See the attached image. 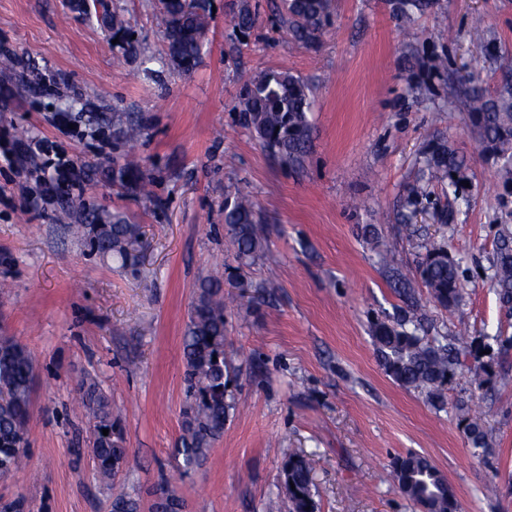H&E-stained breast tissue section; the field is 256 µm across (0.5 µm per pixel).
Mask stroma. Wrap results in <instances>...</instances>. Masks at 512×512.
<instances>
[{
  "label": "stroma",
  "mask_w": 512,
  "mask_h": 512,
  "mask_svg": "<svg viewBox=\"0 0 512 512\" xmlns=\"http://www.w3.org/2000/svg\"><path fill=\"white\" fill-rule=\"evenodd\" d=\"M241 1L209 0L202 61L183 75L158 0H107L129 21L133 55L72 0H0V46L38 78L0 77V141L46 143L86 176L82 198L63 192L40 207L35 182L0 164V334L25 344L35 364L28 466L0 477V505L20 498L24 512H110L126 494L152 512L168 487L183 512H289L282 467L301 454L312 462L316 512H419L393 478L394 457L412 451L445 475L459 512H512V308L490 280L512 200L501 202L475 135L446 108L449 76L465 80L481 54L468 35L475 17L506 49L484 86L496 89L512 66V0H436L416 16L411 46L392 0H333L314 48L291 40L280 0H245L257 23L234 33ZM271 70L313 89L311 145L296 170L240 112L243 86ZM116 112L143 128L137 154L152 197L119 178ZM432 139L467 155L466 197L449 203L435 181L408 205ZM240 190L264 232L245 267L227 251L224 226ZM101 209L141 225L148 247L137 271L68 234L82 212ZM433 239L460 264L464 299L448 309L420 283L399 294L381 261L391 249L415 276ZM213 276L224 282L233 408L206 458L186 469L177 455L182 336L199 282ZM412 307L428 335L469 342L439 409L385 373L371 337L372 321L396 322ZM481 365L490 383L474 376ZM86 380L107 395L130 450L109 485L89 455ZM462 403L480 418L486 449L469 443Z\"/></svg>",
  "instance_id": "obj_1"
}]
</instances>
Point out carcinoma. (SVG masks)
Masks as SVG:
<instances>
[{
  "label": "carcinoma",
  "mask_w": 512,
  "mask_h": 512,
  "mask_svg": "<svg viewBox=\"0 0 512 512\" xmlns=\"http://www.w3.org/2000/svg\"><path fill=\"white\" fill-rule=\"evenodd\" d=\"M165 15V39L173 64L184 72L193 70L201 58L206 34V0H159ZM432 5V0H395V11L411 22L414 15ZM282 17L294 41L311 47L320 40L332 11V0H283ZM101 21L121 34L128 30L124 15L103 9ZM255 24V13L244 2L232 18L234 31L245 32ZM469 35L478 42L486 59L502 53L501 43L492 37L484 19L478 17ZM481 75L473 68L471 87L456 104L463 112L466 127L477 129L482 152L496 156V175L505 189L512 188V80L505 81L489 95L477 86ZM314 100L309 86L287 71H268L250 81L241 98V113L248 127L257 130L263 146L273 148L283 164L291 169L303 165L311 139L308 114ZM116 138L130 149L141 136L138 123L124 114H112ZM119 174L127 185L150 196V180L140 171V161L130 151L123 155ZM430 176L448 181L454 197H459L460 179L466 169L464 155L446 142L431 144L426 156ZM224 224L230 233V246L236 258L249 263L262 249L261 219L250 195L239 194L233 204L224 207ZM69 230L87 249L102 257H117L122 267L137 269L145 247L139 224L128 223L120 212L98 210L90 213L88 223L71 224ZM426 255L419 275L435 301L442 307L457 305L464 286L459 265L441 259L446 251L442 242L432 240L425 246ZM491 280L505 305H512V226L501 225ZM225 320L223 284L218 278L202 280L196 292L189 324L183 336L186 362L187 411L182 425L181 446L184 466L191 467L203 459L211 443L224 433L232 405L227 401V377L230 363L224 350ZM414 317L407 315L396 324L376 320L371 333L381 364L397 384L427 392L434 405L443 402V387L458 365L457 351L439 337L418 333ZM33 357L26 345L12 336H0V476L23 465L27 452V434L33 387ZM81 400L92 429L91 456L99 477L110 481L127 467L129 450L124 438L112 423L108 397L94 383H81ZM466 424L467 438L474 449L487 448L482 425L470 417L468 406L458 407ZM108 435H103V430ZM312 464L303 455H292L285 462L283 476L293 482L288 495L292 512H315L311 493ZM393 473L402 493L424 512H457L453 489L444 475L425 456L409 452L393 460ZM111 512H139L138 502L127 495L113 498Z\"/></svg>",
  "instance_id": "obj_1"
}]
</instances>
